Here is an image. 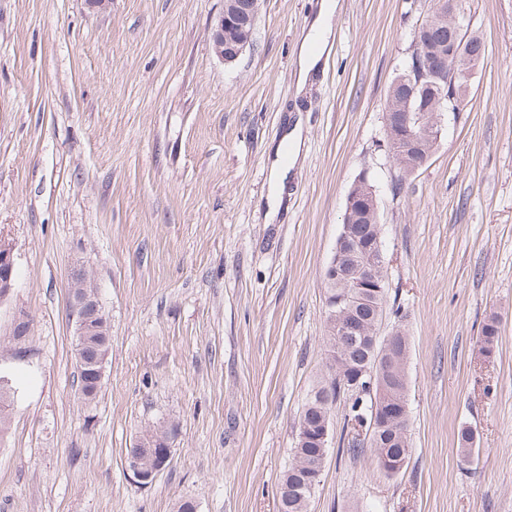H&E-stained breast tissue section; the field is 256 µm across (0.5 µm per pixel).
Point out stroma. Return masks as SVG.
<instances>
[{
  "label": "stroma",
  "instance_id": "1",
  "mask_svg": "<svg viewBox=\"0 0 512 512\" xmlns=\"http://www.w3.org/2000/svg\"><path fill=\"white\" fill-rule=\"evenodd\" d=\"M317 2L260 0L250 47L226 63L210 42L224 0H0V236L15 260L0 300V375L15 389L0 512H278L300 411L328 374L321 272L363 172L384 326L410 338L411 456L389 477L370 449L350 452L337 401L308 510L512 512V0H465L485 57L403 182L385 102L432 2L338 0L300 93ZM296 123L301 154L271 221V155ZM79 262L111 335L91 404L72 353ZM159 424L172 455L142 486L128 453ZM337 7L335 0H320L317 12L313 15L307 34L304 37L298 53V71L296 78L297 91L301 92L307 84L313 73L319 68L320 59L333 33L329 26V18ZM318 44L320 50L312 51L310 45Z\"/></svg>",
  "mask_w": 512,
  "mask_h": 512
}]
</instances>
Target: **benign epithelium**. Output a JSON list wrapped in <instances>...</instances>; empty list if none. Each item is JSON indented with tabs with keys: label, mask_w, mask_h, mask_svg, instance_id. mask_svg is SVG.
<instances>
[{
	"label": "benign epithelium",
	"mask_w": 512,
	"mask_h": 512,
	"mask_svg": "<svg viewBox=\"0 0 512 512\" xmlns=\"http://www.w3.org/2000/svg\"><path fill=\"white\" fill-rule=\"evenodd\" d=\"M258 2L259 0H247V3L242 4L236 0H227V5L217 17L211 33L212 50L219 59H224V26L232 23V19L242 11L256 13ZM461 29L460 25L453 27V37L448 44V59L432 60L418 53L412 56V64L403 75V78L410 79L413 75L426 70L434 80L448 84L449 93L441 91L437 96L441 105V113L436 118L438 128L442 126L445 113L460 110L461 96L466 94L469 88L471 75L458 70L459 64L469 61L468 43L461 36ZM385 126L390 131H401V136L408 148L414 146L417 133L426 129L423 120L409 108L404 112L385 113ZM358 248V238L351 233L349 225H342L335 251L325 269L327 278L336 280L349 288V291L336 298V305L343 309V319L338 323L336 343L330 348L329 356L331 361L336 363L337 379L344 385L351 384L349 388L351 392L362 389L372 391L377 381L384 376V367L379 357L376 358L370 370L344 373L351 349L366 336L363 322L355 315L354 304L363 301L369 295L370 289L374 287V283L385 267V263L375 258L369 261L359 258L355 261L351 273H346L340 258L356 252ZM14 267L13 247L0 239V299L13 287ZM69 303L75 320L76 360L79 370L86 377L84 393L91 396L101 389L109 346L106 343L98 346L92 360L86 358L85 348L91 344V337L107 336L109 329L106 316L97 299L93 273L85 264H77L70 269ZM330 428L329 417L321 418L315 433L311 435L317 447L327 446ZM170 457L169 436L158 434L151 438L144 448L130 455L129 470L137 483L148 485L155 480Z\"/></svg>",
	"instance_id": "7a95c632"
}]
</instances>
